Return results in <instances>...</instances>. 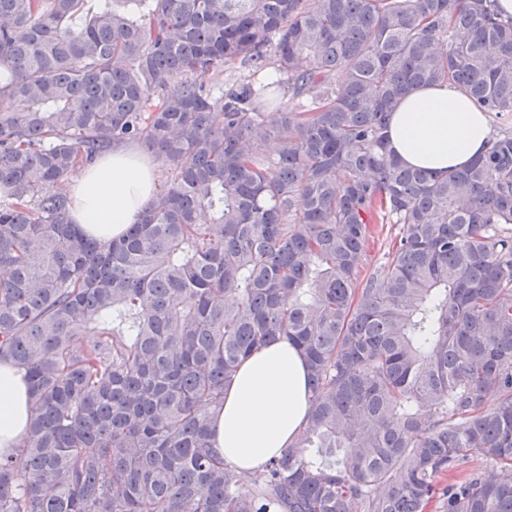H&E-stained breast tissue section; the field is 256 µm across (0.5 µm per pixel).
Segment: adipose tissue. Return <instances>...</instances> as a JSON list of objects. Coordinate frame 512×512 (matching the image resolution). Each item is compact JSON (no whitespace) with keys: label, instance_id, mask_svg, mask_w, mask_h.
I'll return each instance as SVG.
<instances>
[{"label":"adipose tissue","instance_id":"ef3b65f1","mask_svg":"<svg viewBox=\"0 0 512 512\" xmlns=\"http://www.w3.org/2000/svg\"><path fill=\"white\" fill-rule=\"evenodd\" d=\"M489 116L463 91L421 86L403 95L390 117L388 149L404 165L460 170L484 152ZM158 164L127 144L114 146L71 183L69 219L99 240L122 237L157 196ZM309 364L282 339L260 347L237 368L212 413V440L225 463L254 473L291 447L310 415ZM31 396L23 370L0 362V453L19 448L27 435Z\"/></svg>","mask_w":512,"mask_h":512}]
</instances>
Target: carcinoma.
<instances>
[{"label":"carcinoma","mask_w":512,"mask_h":512,"mask_svg":"<svg viewBox=\"0 0 512 512\" xmlns=\"http://www.w3.org/2000/svg\"><path fill=\"white\" fill-rule=\"evenodd\" d=\"M235 63L278 78L214 95ZM439 83L512 114L498 0H0V361L34 407L0 512H512V127L404 166L390 114ZM130 142L169 186L89 238L65 180ZM283 337L311 414L243 483L207 408Z\"/></svg>","instance_id":"cac0c4a2"}]
</instances>
